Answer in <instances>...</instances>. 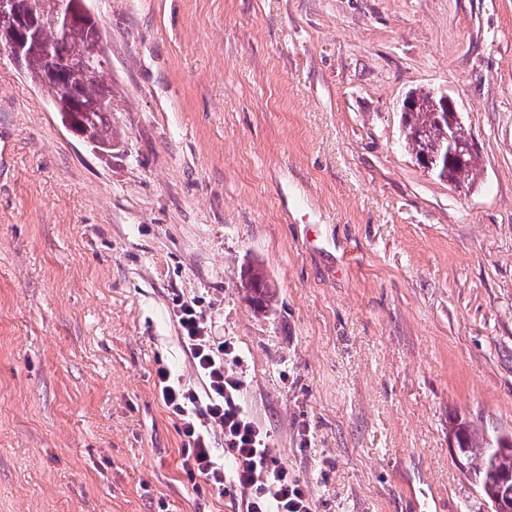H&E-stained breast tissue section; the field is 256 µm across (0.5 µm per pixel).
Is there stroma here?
Listing matches in <instances>:
<instances>
[{"mask_svg":"<svg viewBox=\"0 0 512 512\" xmlns=\"http://www.w3.org/2000/svg\"><path fill=\"white\" fill-rule=\"evenodd\" d=\"M86 4L112 152L0 50V512H238L155 386L198 381L178 296L314 512H493L448 429L512 438V0ZM415 90L454 101L470 187L406 146ZM241 288H244L246 299L256 307H263L269 301L271 286L260 269L250 268L241 279Z\"/></svg>","mask_w":512,"mask_h":512,"instance_id":"1","label":"stroma"}]
</instances>
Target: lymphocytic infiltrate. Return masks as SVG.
<instances>
[{"label": "lymphocytic infiltrate", "mask_w": 512, "mask_h": 512, "mask_svg": "<svg viewBox=\"0 0 512 512\" xmlns=\"http://www.w3.org/2000/svg\"><path fill=\"white\" fill-rule=\"evenodd\" d=\"M180 340L198 375V385L156 370L165 407L180 422L181 467L189 480L203 479L216 494L238 493L242 512H313L304 487L273 455L268 436L242 403V381L227 367L230 342L215 343L198 300L176 298ZM224 432V452L211 446L210 425Z\"/></svg>", "instance_id": "obj_1"}]
</instances>
